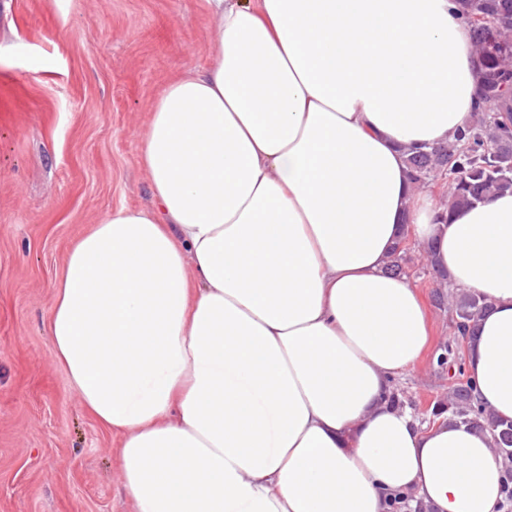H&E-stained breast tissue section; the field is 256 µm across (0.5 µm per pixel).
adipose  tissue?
<instances>
[{
	"label": "adipose tissue",
	"mask_w": 512,
	"mask_h": 512,
	"mask_svg": "<svg viewBox=\"0 0 512 512\" xmlns=\"http://www.w3.org/2000/svg\"><path fill=\"white\" fill-rule=\"evenodd\" d=\"M212 62L141 138L154 205L70 246L48 333L119 441L135 512H497L491 431L391 406L429 339L394 243L484 295L466 368L512 420V194L438 223L411 147L453 141L477 76L454 0H208Z\"/></svg>",
	"instance_id": "ef3b65f1"
}]
</instances>
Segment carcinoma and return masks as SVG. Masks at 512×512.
I'll use <instances>...</instances> for the list:
<instances>
[{
	"label": "carcinoma",
	"mask_w": 512,
	"mask_h": 512,
	"mask_svg": "<svg viewBox=\"0 0 512 512\" xmlns=\"http://www.w3.org/2000/svg\"><path fill=\"white\" fill-rule=\"evenodd\" d=\"M457 16L472 31L474 63L479 73L481 91L476 93L478 110L470 124L456 140L431 147L412 148L407 152V165L413 184L420 190L435 179L448 183V200L442 209L452 214L457 210L484 202L498 194L512 193V83L500 85L493 77L512 74V53L492 54L477 18L496 19L495 41L512 49V0H455ZM409 250L407 239L398 242L391 271L406 275L403 261ZM488 304L479 294L468 291L456 297V330L468 340L475 335L477 319ZM441 367L454 368L459 383L448 397V403L435 402L429 408L434 419L448 416L475 429H489L494 436V451L512 463V421L495 418L474 397L475 387L465 377L463 364L445 354L437 357Z\"/></svg>",
	"instance_id": "1"
}]
</instances>
